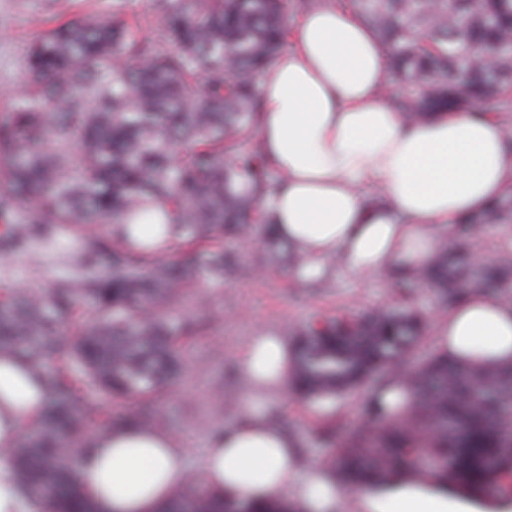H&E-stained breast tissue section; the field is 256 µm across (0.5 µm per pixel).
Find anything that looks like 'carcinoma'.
I'll return each mask as SVG.
<instances>
[{
  "label": "carcinoma",
  "mask_w": 512,
  "mask_h": 512,
  "mask_svg": "<svg viewBox=\"0 0 512 512\" xmlns=\"http://www.w3.org/2000/svg\"><path fill=\"white\" fill-rule=\"evenodd\" d=\"M158 38L136 28L128 0L40 32L29 80L0 114V256L37 263L69 245L77 269L40 291L0 300V351L43 372L49 390L35 431L13 460L40 512H95L76 489L65 444L105 430L98 399L121 401L122 425L163 426L139 398L178 385L183 342L209 319L175 320L185 290L175 262L132 234L140 213L162 211L167 251L200 256L216 284L247 273L224 238L265 224L266 263L298 267L269 218L282 176L255 133L258 77L288 45V0H157ZM388 60L385 92L410 116L512 110V0H348ZM492 48L488 68L479 53ZM465 234L417 277L448 309L482 292L512 290V257L470 266ZM424 326L412 306L354 318L320 316L297 333L293 387L305 400L366 392V422L327 462L344 486L424 479L450 492L512 499V362L474 363L440 351L406 360ZM396 385L412 401L386 406ZM162 512H303L273 498L178 490Z\"/></svg>",
  "instance_id": "carcinoma-1"
}]
</instances>
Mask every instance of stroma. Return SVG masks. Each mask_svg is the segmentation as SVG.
Masks as SVG:
<instances>
[{
	"label": "stroma",
	"instance_id": "1",
	"mask_svg": "<svg viewBox=\"0 0 512 512\" xmlns=\"http://www.w3.org/2000/svg\"><path fill=\"white\" fill-rule=\"evenodd\" d=\"M53 16V0H0V106L7 95L27 81L26 48L35 34L53 25ZM469 237L471 257L492 263L503 241L512 238V219L488 217L484 223L471 225ZM231 246L248 267V276L225 279L217 287L202 268H187L189 286L178 307L194 317L210 318L212 326L187 340L192 373L156 404L167 417L166 430L176 434L187 448L185 465L194 477L201 471L209 437L231 426L238 417L236 405L228 396L243 385L240 361L252 337L274 331L291 340L319 315H356L409 301L422 310L426 321H433L442 312L431 286L423 281L414 282L400 293L387 276L352 274L333 265L322 274L324 288L316 290L311 288L309 276L287 265L260 264L265 245L258 224L251 225ZM71 262L65 253L54 264L41 266L23 254L0 257V290L46 287ZM363 402L360 391L333 404H309L295 394L286 395L277 413L282 427L300 442L303 467L328 462L332 451L321 446L318 429L332 422L337 435L349 433L365 420Z\"/></svg>",
	"mask_w": 512,
	"mask_h": 512
}]
</instances>
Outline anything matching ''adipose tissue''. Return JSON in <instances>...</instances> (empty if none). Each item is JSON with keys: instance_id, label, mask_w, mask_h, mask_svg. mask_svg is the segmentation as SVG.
Returning a JSON list of instances; mask_svg holds the SVG:
<instances>
[{"instance_id": "adipose-tissue-1", "label": "adipose tissue", "mask_w": 512, "mask_h": 512, "mask_svg": "<svg viewBox=\"0 0 512 512\" xmlns=\"http://www.w3.org/2000/svg\"><path fill=\"white\" fill-rule=\"evenodd\" d=\"M289 49L262 81L258 138L282 175L273 218L303 255L305 273L327 259L358 274L398 265L423 270L466 216L512 192V147L502 123L476 112L425 119L394 109L383 88L385 52L348 6L327 0L302 13ZM442 351L512 360V305L479 293L437 318ZM284 337H254L242 361L239 422L212 436L202 482L247 501L292 497L305 512H334L341 493L322 467L301 472L297 440L270 407L292 369ZM47 385L17 356L0 353V512H34L12 466L24 430L39 420ZM185 450L164 429L121 426L70 450L82 495L97 512H159L190 475ZM355 512H483L420 480L354 493Z\"/></svg>"}]
</instances>
